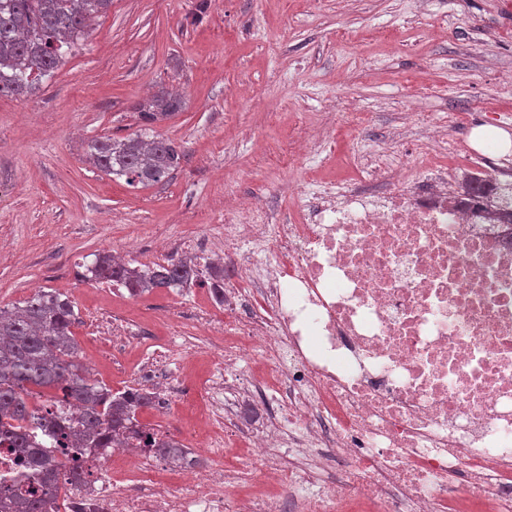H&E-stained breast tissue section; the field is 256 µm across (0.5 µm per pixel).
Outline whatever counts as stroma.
Wrapping results in <instances>:
<instances>
[{
	"label": "stroma",
	"mask_w": 512,
	"mask_h": 512,
	"mask_svg": "<svg viewBox=\"0 0 512 512\" xmlns=\"http://www.w3.org/2000/svg\"><path fill=\"white\" fill-rule=\"evenodd\" d=\"M112 0L89 38L35 92L0 96V305L39 289L69 297L81 362L112 390L133 386L168 316L202 304L208 288L137 297L95 279L97 254L126 248L137 266L158 241L217 233L224 195L279 212L297 184L364 178L385 148L411 165L396 131L419 114L454 117V149L473 129L512 132V0ZM162 92L182 108L154 124L185 153L165 183L134 188L93 166L89 140L140 133L138 107ZM333 148L295 158L301 140ZM124 311L146 343L110 350L86 316ZM203 381L213 338L185 324L178 339ZM207 415L204 402L139 419L180 437Z\"/></svg>",
	"instance_id": "35a3bbf8"
}]
</instances>
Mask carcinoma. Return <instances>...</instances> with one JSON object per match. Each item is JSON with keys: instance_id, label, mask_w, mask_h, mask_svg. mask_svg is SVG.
Instances as JSON below:
<instances>
[{"instance_id": "1", "label": "carcinoma", "mask_w": 512, "mask_h": 512, "mask_svg": "<svg viewBox=\"0 0 512 512\" xmlns=\"http://www.w3.org/2000/svg\"><path fill=\"white\" fill-rule=\"evenodd\" d=\"M112 0H0V95L26 96L51 77L72 49L88 38L92 22L104 16ZM182 107L176 95L160 93L138 107L148 125L162 122ZM86 154L99 169L146 187L168 179L179 167L183 151L157 134L103 136L90 141ZM93 276L139 296L158 288H188L199 282L196 265L183 260L132 267L109 253L98 255ZM214 301L224 304V268L209 275ZM74 303L65 295L40 290L20 307L0 306V444L19 455L32 470L30 489L20 496L0 488V512H48L57 499V474L67 469L72 481L82 479L81 456L94 448H110L119 439L139 445L187 467L200 460L185 445L157 428L141 423L138 414L153 407L154 396L142 388L114 392L90 378L78 361L72 332ZM44 398L38 406L33 394ZM57 403L80 409L74 422H55L48 408ZM52 422L57 428L59 456L43 450L25 429Z\"/></svg>"}]
</instances>
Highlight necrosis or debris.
<instances>
[{"instance_id": "necrosis-or-debris-1", "label": "necrosis or debris", "mask_w": 512, "mask_h": 512, "mask_svg": "<svg viewBox=\"0 0 512 512\" xmlns=\"http://www.w3.org/2000/svg\"><path fill=\"white\" fill-rule=\"evenodd\" d=\"M424 128L415 176L309 190L276 223L225 198L231 316L193 317L223 336L224 379L182 396L208 403L183 438L214 465L165 484L147 453L97 448L69 512H512V171L472 154L456 184L445 121ZM248 349L272 383L246 378ZM241 438L256 467H223ZM128 467L135 488L114 485Z\"/></svg>"}]
</instances>
